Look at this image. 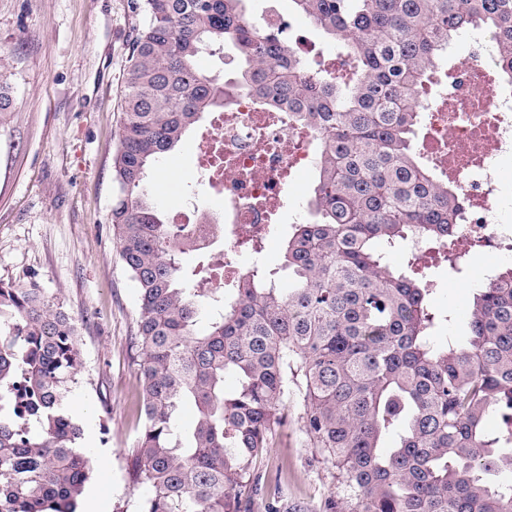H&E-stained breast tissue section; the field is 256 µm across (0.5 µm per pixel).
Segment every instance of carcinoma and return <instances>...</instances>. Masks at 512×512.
Listing matches in <instances>:
<instances>
[{
	"instance_id": "carcinoma-1",
	"label": "carcinoma",
	"mask_w": 512,
	"mask_h": 512,
	"mask_svg": "<svg viewBox=\"0 0 512 512\" xmlns=\"http://www.w3.org/2000/svg\"><path fill=\"white\" fill-rule=\"evenodd\" d=\"M245 2L138 4L110 215L138 288L143 425L127 467L148 494L137 512H250L290 396L308 446L347 489L325 512H512V484L487 479L512 472V267L468 307V343L437 347L419 255L396 267L376 249L416 235L448 245V268L461 270L451 242L465 198L418 151L421 100L454 39L473 30L490 36L488 60L512 85V0H292L334 43L332 70L304 59L286 26L261 28ZM227 45L242 68L222 80L200 58ZM240 91L310 129L317 161L307 217L284 243L288 283L254 263L226 300L188 274L194 241L144 184ZM202 302L219 311L201 332ZM80 368L71 318L38 289L0 281V512H76L92 474L68 410ZM396 428L400 443L383 447Z\"/></svg>"
}]
</instances>
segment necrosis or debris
Masks as SVG:
<instances>
[{"instance_id":"4bbe7bcc","label":"necrosis or debris","mask_w":512,"mask_h":512,"mask_svg":"<svg viewBox=\"0 0 512 512\" xmlns=\"http://www.w3.org/2000/svg\"><path fill=\"white\" fill-rule=\"evenodd\" d=\"M470 41L469 58L426 106L418 149L465 196L456 244L511 253L512 213L495 211L493 203L512 199V181L503 178L512 162V87H494L492 66L482 58L486 35L473 32ZM211 125L197 144V171L223 207L210 214L189 202L180 214L203 249L223 244L224 285L231 288L245 268L240 239L263 242L276 233L288 178L312 170L316 142L291 115L245 93L213 113Z\"/></svg>"}]
</instances>
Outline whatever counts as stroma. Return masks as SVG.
Listing matches in <instances>:
<instances>
[{"mask_svg": "<svg viewBox=\"0 0 512 512\" xmlns=\"http://www.w3.org/2000/svg\"><path fill=\"white\" fill-rule=\"evenodd\" d=\"M250 16L276 9L288 37L304 36L325 58L336 55L320 33L294 13L291 0H247ZM143 15L136 0H0V74L13 88L14 104L0 125V280L37 286L45 300L66 312L79 336L82 365L69 395L82 407L81 448L91 460V485L101 512H130L145 494L133 486L127 453L142 427L139 367L134 345L138 291L125 268L110 224L115 188L112 157L118 144L123 74ZM195 135L154 165L146 182L166 211L179 193H162L167 176L194 186L202 205H214L198 185ZM496 257L473 249L461 271L448 268L442 251L421 258L442 321L435 344L465 335L467 307L483 268ZM299 405L257 464L260 491L252 512H265L278 497L324 512L343 488L315 449L306 445Z\"/></svg>", "mask_w": 512, "mask_h": 512, "instance_id": "stroma-1", "label": "stroma"}]
</instances>
